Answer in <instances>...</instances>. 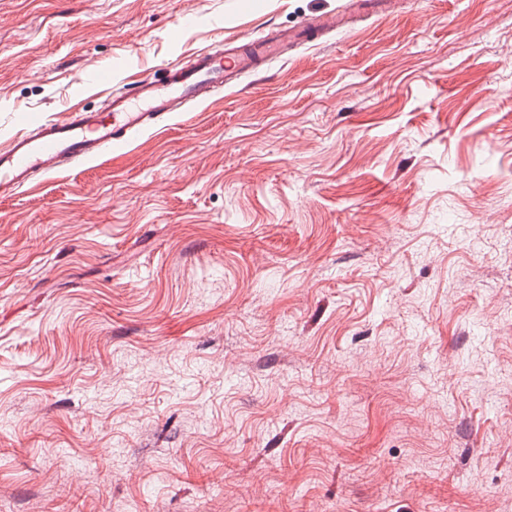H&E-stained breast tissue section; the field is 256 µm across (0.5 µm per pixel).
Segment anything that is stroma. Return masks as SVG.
Listing matches in <instances>:
<instances>
[{"label":"stroma","mask_w":512,"mask_h":512,"mask_svg":"<svg viewBox=\"0 0 512 512\" xmlns=\"http://www.w3.org/2000/svg\"><path fill=\"white\" fill-rule=\"evenodd\" d=\"M342 3L0 0V142ZM102 500L512 512V0H399L0 199V512Z\"/></svg>","instance_id":"stroma-1"}]
</instances>
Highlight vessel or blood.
<instances>
[{"label":"vessel or blood","mask_w":512,"mask_h":512,"mask_svg":"<svg viewBox=\"0 0 512 512\" xmlns=\"http://www.w3.org/2000/svg\"><path fill=\"white\" fill-rule=\"evenodd\" d=\"M362 7L361 0H346L341 12L309 15L293 31H264L244 45L228 42L202 50L110 89L102 109L74 107L65 118L36 121L0 145V197L14 196L64 166L121 152L132 134L157 129L168 114L189 111L240 74L279 58L287 47L336 30Z\"/></svg>","instance_id":"b4317fda"}]
</instances>
